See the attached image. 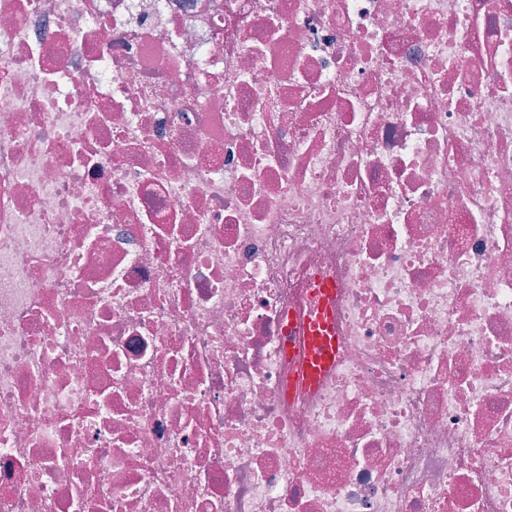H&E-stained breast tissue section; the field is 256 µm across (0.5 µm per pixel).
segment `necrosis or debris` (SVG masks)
<instances>
[{
  "label": "necrosis or debris",
  "mask_w": 512,
  "mask_h": 512,
  "mask_svg": "<svg viewBox=\"0 0 512 512\" xmlns=\"http://www.w3.org/2000/svg\"><path fill=\"white\" fill-rule=\"evenodd\" d=\"M0 512H512V0H0ZM305 335L302 374L307 381L315 382L330 369L336 358V339L327 310L311 322Z\"/></svg>",
  "instance_id": "necrosis-or-debris-1"
}]
</instances>
